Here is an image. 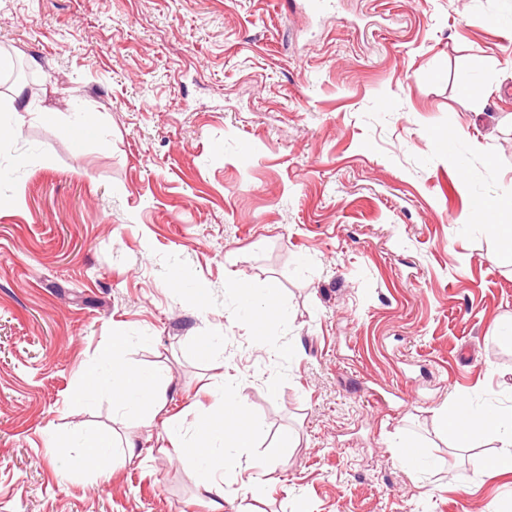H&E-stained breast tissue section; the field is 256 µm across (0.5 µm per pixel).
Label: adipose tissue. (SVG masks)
Returning <instances> with one entry per match:
<instances>
[{"mask_svg": "<svg viewBox=\"0 0 512 512\" xmlns=\"http://www.w3.org/2000/svg\"><path fill=\"white\" fill-rule=\"evenodd\" d=\"M124 357V341L114 340L112 392L120 403L136 399L144 409L142 422L152 425L164 405L165 390L153 377L127 365ZM218 407V414L199 423L192 433H181L179 428L171 425L166 428L167 437L175 441V452L194 459L205 472L206 486L213 490L218 489L217 476L225 470L226 464L223 459L212 455V442H222L227 448H245L256 431L248 415L232 401L220 399ZM442 420L449 439L460 447L470 445L472 440L487 431L498 433L501 449L486 462L484 471L490 477L512 475V409L492 408L481 414H469L452 405L446 408Z\"/></svg>", "mask_w": 512, "mask_h": 512, "instance_id": "adipose-tissue-1", "label": "adipose tissue"}]
</instances>
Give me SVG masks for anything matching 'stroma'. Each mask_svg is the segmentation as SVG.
Here are the masks:
<instances>
[{
	"instance_id": "obj_1",
	"label": "stroma",
	"mask_w": 512,
	"mask_h": 512,
	"mask_svg": "<svg viewBox=\"0 0 512 512\" xmlns=\"http://www.w3.org/2000/svg\"><path fill=\"white\" fill-rule=\"evenodd\" d=\"M290 2L0 0V97L46 109L0 112V512H512L497 435L440 417L512 403V261L459 228L512 207V0ZM236 282L272 293L265 332ZM118 336L169 378L152 428L112 395ZM223 394L258 432L215 493L161 422Z\"/></svg>"
}]
</instances>
